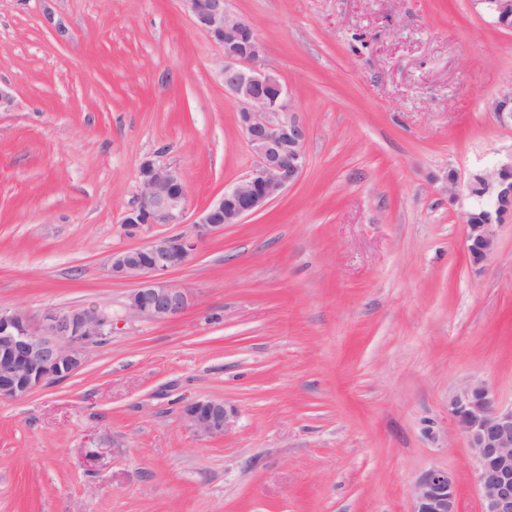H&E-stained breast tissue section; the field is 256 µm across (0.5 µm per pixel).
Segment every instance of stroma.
I'll return each instance as SVG.
<instances>
[{"label":"stroma","mask_w":512,"mask_h":512,"mask_svg":"<svg viewBox=\"0 0 512 512\" xmlns=\"http://www.w3.org/2000/svg\"><path fill=\"white\" fill-rule=\"evenodd\" d=\"M307 129V168L266 210L167 274L196 291L156 323L125 308L112 253L146 157L188 211L253 165L224 51L183 0H0V308L110 314L70 378L0 400V512H411L451 472L479 512L448 416L474 381L512 403V224L470 267L468 173L512 154L489 109L512 31L477 0H227ZM458 174L449 187V174ZM235 410L221 437L181 406Z\"/></svg>","instance_id":"1"}]
</instances>
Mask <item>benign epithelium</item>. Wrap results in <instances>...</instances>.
Returning a JSON list of instances; mask_svg holds the SVG:
<instances>
[{
    "label": "benign epithelium",
    "instance_id": "7a95c632",
    "mask_svg": "<svg viewBox=\"0 0 512 512\" xmlns=\"http://www.w3.org/2000/svg\"><path fill=\"white\" fill-rule=\"evenodd\" d=\"M195 26L224 49V92L239 103L238 124L254 154L251 169L198 210L188 230L159 236L112 253L107 273L130 281L126 309L152 322H167L195 301L191 288L165 280L185 266L200 245L259 213L295 186L307 168L304 125L294 116L288 88L265 61L262 40L253 23L226 9L225 0H183ZM496 23L508 28L512 0H491ZM506 93L490 103L498 123L512 127ZM139 195L122 224L129 233L154 224H183L187 192L181 170L151 158L139 164ZM470 194L491 195L488 221L466 225V242L476 245L471 264L482 265L496 249L494 227L512 222V157L491 169L467 176ZM113 319L86 308L45 309L37 315L0 309V399L22 400L35 390L62 381L84 364L88 352L112 335ZM448 415L466 436L476 462L475 481L481 512H512V403L498 402L482 381L471 382L448 398ZM181 418L197 432L222 436L235 413L221 400L198 399L185 404ZM412 512H458L457 488L446 470L421 473L413 489Z\"/></svg>",
    "mask_w": 512,
    "mask_h": 512
}]
</instances>
